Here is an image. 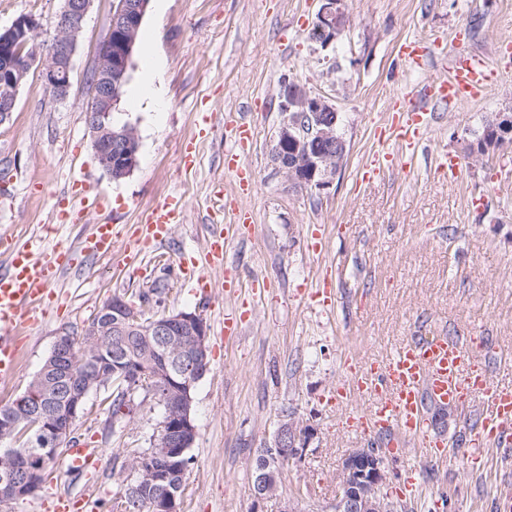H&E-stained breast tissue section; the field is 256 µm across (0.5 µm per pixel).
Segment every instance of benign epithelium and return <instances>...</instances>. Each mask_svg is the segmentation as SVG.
Listing matches in <instances>:
<instances>
[{
    "instance_id": "obj_1",
    "label": "benign epithelium",
    "mask_w": 512,
    "mask_h": 512,
    "mask_svg": "<svg viewBox=\"0 0 512 512\" xmlns=\"http://www.w3.org/2000/svg\"><path fill=\"white\" fill-rule=\"evenodd\" d=\"M62 2L51 23V42L44 51L35 46L43 29L40 18L22 14L10 27L0 29V123L14 112L18 90L33 69L55 99L68 97L73 58L93 0ZM149 2L113 0L107 31L96 46L86 121L98 163L116 182L135 169L139 137L135 125L127 123L121 132L123 151L119 157H112V131L106 128L104 119L120 102ZM315 25L319 34L315 44L323 49L336 45L349 27L346 0H321ZM279 109L284 119L273 152L275 162L292 186L326 192L333 186L347 153V143L336 127V107L329 98L313 96L300 84L285 81ZM109 334L118 339L137 337L140 358L128 361L115 349L112 362L99 363L74 384L66 365L79 358L75 337L61 333L45 368L0 415V442L12 439L24 423L27 430L35 431L39 447L59 448L70 438L90 392L116 378L134 382L145 393L159 398L166 411L151 437L150 448L130 463L131 481L125 493L129 502L122 503V508L138 501L140 488L153 487L161 492L149 500L151 512H180L184 485L168 484L163 464H172L175 457L195 445L198 429L192 409L193 390L208 371L206 321L200 313L187 310L147 319L125 297L114 295L85 329L83 344L88 350L95 349ZM310 437V428L293 418L280 421L274 444L260 451L253 467L251 491L255 503L275 493L282 477L281 464L301 457ZM44 469L38 454L0 458V500L17 501L33 495L42 486ZM386 479L377 450L352 449L342 464L335 512H392V505L380 494Z\"/></svg>"
}]
</instances>
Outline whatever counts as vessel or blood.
I'll return each instance as SVG.
<instances>
[{
	"mask_svg": "<svg viewBox=\"0 0 512 512\" xmlns=\"http://www.w3.org/2000/svg\"><path fill=\"white\" fill-rule=\"evenodd\" d=\"M440 43L410 39L399 47L401 58L411 69L424 68L428 59L439 53ZM503 76L497 57L475 52H453L446 73L436 75L421 89L403 94L394 105L393 122L382 135L381 149L362 164V180L378 178L390 166L410 169L419 158L425 133L437 113L462 103L483 99ZM233 148L224 155V167L233 172L241 191L254 186L251 168L245 166L237 147L253 139L251 124L245 118L232 123ZM183 210L181 197L171 196L158 203L139 226L137 247L161 243L171 232ZM249 213L235 206L224 209V221L207 227L208 249L204 255L208 269L221 273L225 286H232L230 270L224 267V254L231 241L244 239L252 230ZM125 239L121 224H97L81 238L78 250L84 256H108ZM70 251L58 248L45 251L34 241L11 246L0 266V380H10L17 372L23 333L38 321L49 288L69 262ZM346 393L372 400L367 412L344 418L343 428L361 435L392 434L390 453L400 451L401 441L412 442L429 461L440 462L449 456L446 448L430 442L425 415L428 403L464 406L470 398L484 403L482 417L474 427L475 445L501 448L512 444V378L505 380L488 373L477 364L468 340L463 336L435 335L410 340L397 348L384 362L363 364L353 361L347 374ZM103 449L74 440L63 463L66 472L88 475L97 470ZM54 512H94L96 503L86 494L50 491Z\"/></svg>",
	"mask_w": 512,
	"mask_h": 512,
	"instance_id": "obj_1",
	"label": "vessel or blood"
}]
</instances>
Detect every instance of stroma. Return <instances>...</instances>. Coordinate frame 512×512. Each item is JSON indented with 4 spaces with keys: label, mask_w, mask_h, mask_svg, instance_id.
<instances>
[{
    "label": "stroma",
    "mask_w": 512,
    "mask_h": 512,
    "mask_svg": "<svg viewBox=\"0 0 512 512\" xmlns=\"http://www.w3.org/2000/svg\"><path fill=\"white\" fill-rule=\"evenodd\" d=\"M350 25L336 48H315L308 38L319 0H151L133 55L131 80L120 108L135 123L139 163L121 182L99 165L85 121L95 47L112 15V0H94L79 39L66 100L53 98L37 74L17 94L16 109L0 124V235L17 242L42 239L78 246L90 225L109 222L134 233L166 197L183 196L185 209L170 237L134 263L123 250L65 271L54 289L63 305L28 329L14 377L0 382V406L21 396L61 331L82 336L102 304L115 295L146 315L198 311L208 326L209 371L194 391L198 437L181 502L182 512H333L342 462L369 439L342 430L336 388L342 359L354 351L382 358L413 336L443 330L474 337L482 363L512 351V149L471 158L459 177L438 170L435 157L461 152L496 112L512 106V71L482 100L436 117L430 150L414 171L393 169L378 182L359 181V169L379 144L375 130L388 119L390 101L421 87L444 57L409 70L398 55L406 39L439 41L446 51L491 53L512 39V0H346ZM467 29L454 45L458 29ZM159 63L156 98L139 96L143 45ZM333 100L339 132L349 145L327 194L293 189L273 160L283 116V78ZM215 129L200 137V113ZM244 115L254 129L245 162L257 185L237 197L224 168L232 128L226 116ZM196 140L198 163L180 164L183 144ZM237 199L255 224L251 237L233 242L224 262L240 281L267 278L261 299L218 288V273L204 270L213 187ZM71 206L83 195L100 206L82 224H59L52 193ZM487 195V207H470ZM336 284L335 312L325 316L304 299L323 265ZM149 303H142V294ZM242 308V333L225 344L219 324ZM107 390L91 393L73 435L103 448L95 473L98 512H114L128 470L121 458L141 452L162 416L155 398L134 418H116ZM292 415L313 429L301 458L284 463L278 490L263 503L251 495L255 459L272 445L280 419ZM381 492L396 512H499L512 491V461L497 450L471 464L449 455L436 465L413 455H388ZM420 487L401 500L407 478Z\"/></svg>",
    "instance_id": "1"
}]
</instances>
